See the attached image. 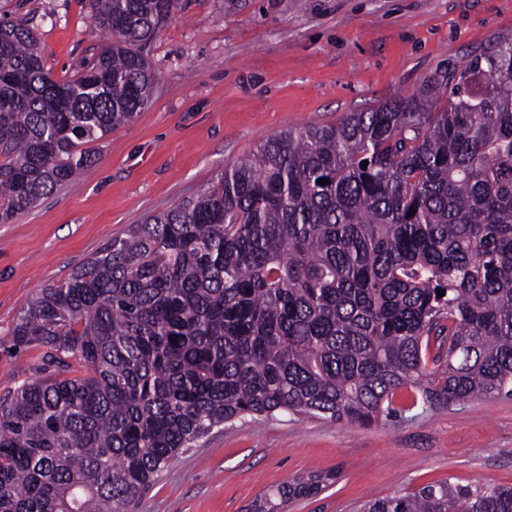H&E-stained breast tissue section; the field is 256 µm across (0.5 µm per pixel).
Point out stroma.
Returning <instances> with one entry per match:
<instances>
[{
  "instance_id": "obj_1",
  "label": "stroma",
  "mask_w": 512,
  "mask_h": 512,
  "mask_svg": "<svg viewBox=\"0 0 512 512\" xmlns=\"http://www.w3.org/2000/svg\"><path fill=\"white\" fill-rule=\"evenodd\" d=\"M1 15L28 20L58 78L104 40L90 0H0ZM510 35L512 0H179L149 46L148 107L97 142L73 183L0 224V396L42 357L10 336L37 289L267 137L418 94ZM398 402L400 412L368 427L288 414L225 425L164 468L131 512H250L314 472L335 479L287 512H351L447 478L512 486V399L425 411L409 408L403 390Z\"/></svg>"
}]
</instances>
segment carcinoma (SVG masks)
Instances as JSON below:
<instances>
[{
    "label": "carcinoma",
    "mask_w": 512,
    "mask_h": 512,
    "mask_svg": "<svg viewBox=\"0 0 512 512\" xmlns=\"http://www.w3.org/2000/svg\"><path fill=\"white\" fill-rule=\"evenodd\" d=\"M177 6L91 0L107 43L61 80L28 21L0 22V224L147 108L146 47ZM12 336L43 355L0 399V512H127L248 416L368 426L402 388L432 409L512 397V38L416 96L266 139L39 289ZM355 512H512V487L448 480Z\"/></svg>",
    "instance_id": "carcinoma-1"
}]
</instances>
